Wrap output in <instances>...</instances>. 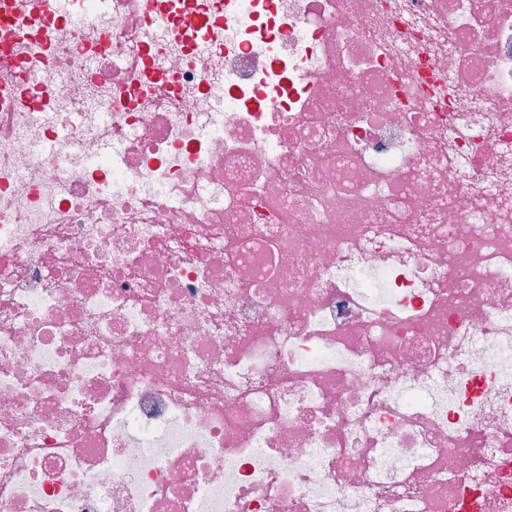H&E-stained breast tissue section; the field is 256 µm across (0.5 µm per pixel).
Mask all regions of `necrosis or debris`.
Returning <instances> with one entry per match:
<instances>
[{
    "mask_svg": "<svg viewBox=\"0 0 512 512\" xmlns=\"http://www.w3.org/2000/svg\"><path fill=\"white\" fill-rule=\"evenodd\" d=\"M15 7L0 512H512V0ZM64 2V0H26L25 7L30 13L35 14L38 17L57 20L60 18H69L75 12L73 9L75 1L72 0L70 2L72 6L71 13H63L61 8L64 5Z\"/></svg>",
    "mask_w": 512,
    "mask_h": 512,
    "instance_id": "obj_1",
    "label": "necrosis or debris"
}]
</instances>
